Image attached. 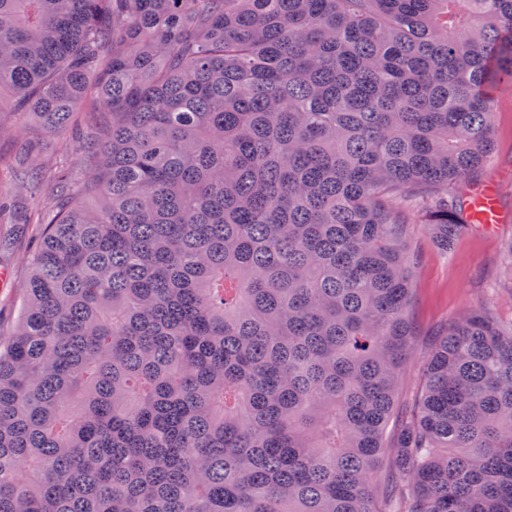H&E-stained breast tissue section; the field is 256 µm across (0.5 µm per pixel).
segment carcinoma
I'll list each match as a JSON object with an SVG mask.
<instances>
[{"mask_svg": "<svg viewBox=\"0 0 512 512\" xmlns=\"http://www.w3.org/2000/svg\"><path fill=\"white\" fill-rule=\"evenodd\" d=\"M91 81L81 177L17 178L47 231L0 512H512V329L422 350L395 204L443 251L478 228L512 0H0V101L56 133ZM423 387V374L418 356L407 364L401 380L398 405L403 406L414 400Z\"/></svg>", "mask_w": 512, "mask_h": 512, "instance_id": "1", "label": "carcinoma"}]
</instances>
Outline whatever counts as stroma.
<instances>
[{"instance_id":"obj_1","label":"stroma","mask_w":512,"mask_h":512,"mask_svg":"<svg viewBox=\"0 0 512 512\" xmlns=\"http://www.w3.org/2000/svg\"><path fill=\"white\" fill-rule=\"evenodd\" d=\"M0 192L17 212L29 213L30 199L16 190L13 169L25 153H40L45 163L62 160L73 171L83 168V153L67 133L45 132L32 117L0 112ZM493 173L499 174V200L504 221L495 234L476 231L460 238L451 251L435 247L423 227H416L413 248L420 255L414 279V316L429 331L450 321L463 309L494 304L503 326L512 325V257L505 246L512 241V86L495 92V155ZM46 229L41 224L0 223V334L9 335L19 321L26 298L21 290L30 272L29 258Z\"/></svg>"}]
</instances>
